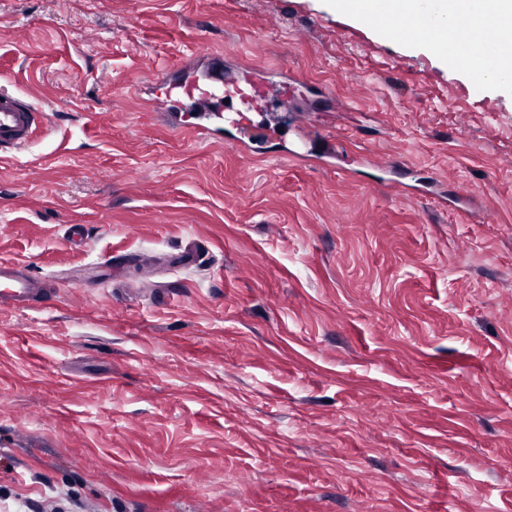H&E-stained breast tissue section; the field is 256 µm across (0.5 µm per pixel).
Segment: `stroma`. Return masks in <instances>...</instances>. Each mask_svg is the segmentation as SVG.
<instances>
[{
  "label": "stroma",
  "instance_id": "1",
  "mask_svg": "<svg viewBox=\"0 0 512 512\" xmlns=\"http://www.w3.org/2000/svg\"><path fill=\"white\" fill-rule=\"evenodd\" d=\"M212 53L292 81L299 158L167 122ZM1 88L50 120L0 260L53 295L0 305V512H512L511 80L332 0H0Z\"/></svg>",
  "mask_w": 512,
  "mask_h": 512
}]
</instances>
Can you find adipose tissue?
<instances>
[{
	"label": "adipose tissue",
	"mask_w": 512,
	"mask_h": 512,
	"mask_svg": "<svg viewBox=\"0 0 512 512\" xmlns=\"http://www.w3.org/2000/svg\"><path fill=\"white\" fill-rule=\"evenodd\" d=\"M414 0H337L340 9L354 15L375 19L389 36L396 37L413 12ZM440 14L455 33V41H442V52H452L455 45L468 43L476 27L487 17L498 23V67H512V0H440Z\"/></svg>",
	"instance_id": "obj_1"
}]
</instances>
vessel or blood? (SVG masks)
<instances>
[{"label": "vessel or blood", "mask_w": 512, "mask_h": 512, "mask_svg": "<svg viewBox=\"0 0 512 512\" xmlns=\"http://www.w3.org/2000/svg\"><path fill=\"white\" fill-rule=\"evenodd\" d=\"M432 0H420V6L411 25L403 29V36L428 34L434 31L438 19ZM497 37L495 21H487L474 32L466 55L470 61L489 60V45ZM165 100L172 105H186L191 112H210L214 115L212 125H190L181 120V127H193L200 136H209L212 130L234 132L251 122V112L267 105L274 95H287V85L271 89L266 84L252 81L241 86L239 80L224 78V58L214 54L208 59L205 82L188 79H163L160 83ZM47 125L46 112L24 102L19 96L0 90V150L22 151L34 140L38 132ZM48 293L39 279L34 277L27 265L20 262H0V304L27 307L47 299Z\"/></svg>", "instance_id": "obj_1"}]
</instances>
